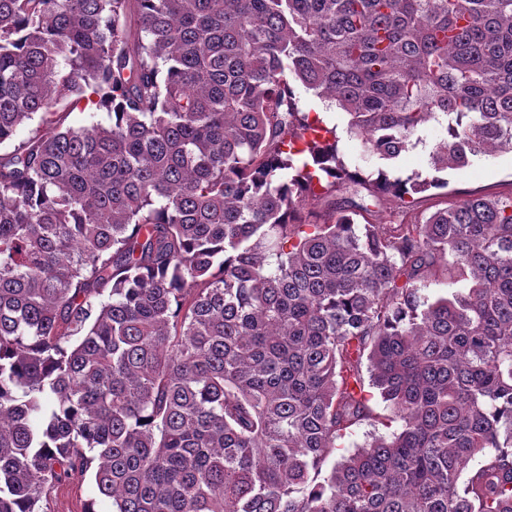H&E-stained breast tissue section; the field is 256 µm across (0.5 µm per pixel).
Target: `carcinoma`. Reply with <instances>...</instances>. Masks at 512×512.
<instances>
[{"mask_svg": "<svg viewBox=\"0 0 512 512\" xmlns=\"http://www.w3.org/2000/svg\"><path fill=\"white\" fill-rule=\"evenodd\" d=\"M293 80L382 160L512 151V0H0V512H512V198L304 211L445 182L306 142ZM365 360L398 428L325 472ZM468 275L461 265L456 264L453 259H449L448 266L440 267L435 274L419 282L423 285L420 291L423 295L428 296L431 300L438 297L451 298L452 295L463 291L468 281L464 276ZM95 500L98 512H111L112 501L98 497L91 472L75 473L55 485L47 498L39 503L41 512H83Z\"/></svg>", "mask_w": 512, "mask_h": 512, "instance_id": "1", "label": "carcinoma"}]
</instances>
